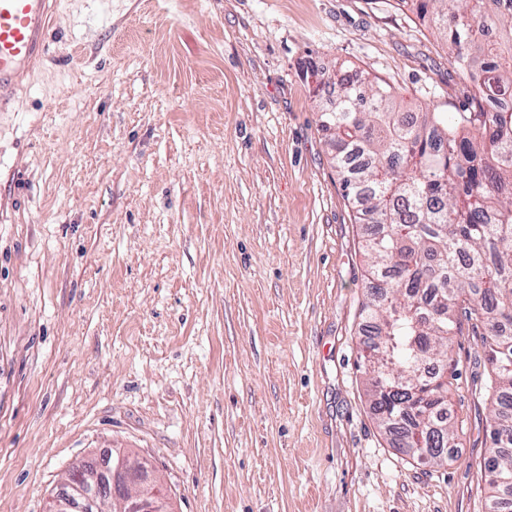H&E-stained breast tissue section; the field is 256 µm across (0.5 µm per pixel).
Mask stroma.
<instances>
[{"label":"stroma","instance_id":"1","mask_svg":"<svg viewBox=\"0 0 512 512\" xmlns=\"http://www.w3.org/2000/svg\"><path fill=\"white\" fill-rule=\"evenodd\" d=\"M310 62L404 112L473 92L398 0H59L0 112V512H44L114 448L153 462L172 512H483L469 330L447 465L371 411L366 227Z\"/></svg>","mask_w":512,"mask_h":512}]
</instances>
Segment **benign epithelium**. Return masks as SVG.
I'll list each match as a JSON object with an SVG mask.
<instances>
[{
    "label": "benign epithelium",
    "mask_w": 512,
    "mask_h": 512,
    "mask_svg": "<svg viewBox=\"0 0 512 512\" xmlns=\"http://www.w3.org/2000/svg\"><path fill=\"white\" fill-rule=\"evenodd\" d=\"M114 502L115 512H164L168 489L155 480L152 467L138 455H118L112 470L85 474V481L71 485V491L52 499L53 512H74L78 508L101 509L96 499Z\"/></svg>",
    "instance_id": "7a95c632"
}]
</instances>
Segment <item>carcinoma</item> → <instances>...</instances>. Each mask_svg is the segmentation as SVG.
Wrapping results in <instances>:
<instances>
[{
	"label": "carcinoma",
	"instance_id": "obj_1",
	"mask_svg": "<svg viewBox=\"0 0 512 512\" xmlns=\"http://www.w3.org/2000/svg\"><path fill=\"white\" fill-rule=\"evenodd\" d=\"M446 41L474 84L459 112H399L390 89L344 68L315 82L336 90L320 123L336 147L345 196L371 224L364 239L376 327L363 361L378 424L396 448L441 465L456 447L448 349L458 313L481 338L491 374L489 457L479 463L485 512H512V0H400Z\"/></svg>",
	"mask_w": 512,
	"mask_h": 512
}]
</instances>
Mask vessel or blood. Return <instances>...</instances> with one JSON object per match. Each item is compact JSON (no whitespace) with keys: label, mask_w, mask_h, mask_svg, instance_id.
Listing matches in <instances>:
<instances>
[{"label":"vessel or blood","mask_w":512,"mask_h":512,"mask_svg":"<svg viewBox=\"0 0 512 512\" xmlns=\"http://www.w3.org/2000/svg\"><path fill=\"white\" fill-rule=\"evenodd\" d=\"M51 0H0V112L11 111L17 94L47 53Z\"/></svg>","instance_id":"b4317fda"}]
</instances>
